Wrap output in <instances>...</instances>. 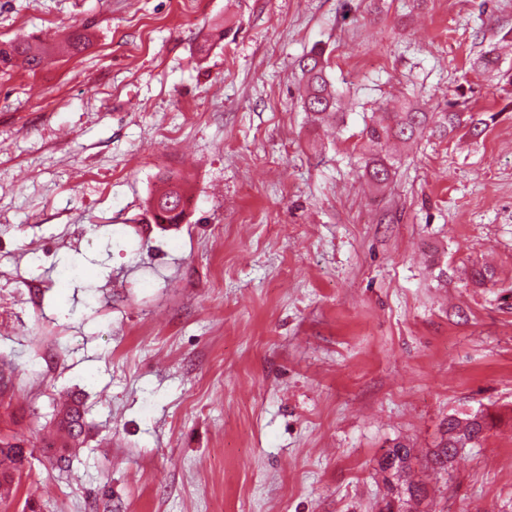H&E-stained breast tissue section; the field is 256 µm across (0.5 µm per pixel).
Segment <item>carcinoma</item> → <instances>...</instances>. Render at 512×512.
<instances>
[{"label": "carcinoma", "mask_w": 512, "mask_h": 512, "mask_svg": "<svg viewBox=\"0 0 512 512\" xmlns=\"http://www.w3.org/2000/svg\"><path fill=\"white\" fill-rule=\"evenodd\" d=\"M322 55L323 52L313 49L300 61L305 78L303 106L305 111L312 113L318 121L327 119L338 109V98L327 78ZM16 57L23 58L32 68L41 66L49 59L48 53L40 45L29 40L14 42L7 49L0 48V65L7 66ZM462 97L464 94L459 93L448 100L445 108L438 113V119L432 123L429 122L428 113L414 103L404 101L396 110L383 113L378 120L365 126L363 135L371 151L366 168L376 187L386 186L391 178L393 164L382 155L383 148L388 142L395 140L408 144L425 132L431 137L441 139L462 128L468 129V132L475 137L484 133L489 122L495 120V115L491 114L483 118L462 111L459 102ZM160 182L168 187V191L161 196V199L177 201L184 197V184L179 175L166 174L160 178ZM466 420L463 433L455 435L453 431L459 426L457 417L448 416L443 425L441 441L437 448L426 456L425 466L438 472L445 471L448 469V463L460 449L473 447L484 438L489 426L488 416L482 411H477L468 415ZM62 426L69 437L73 439L79 437L83 427L79 409L65 410ZM25 461H27L25 441L17 438H0V486L11 482L14 474L21 471ZM417 462L419 457L416 450L398 442L383 454L378 461V470L399 479ZM387 496L393 497L399 503L403 502L405 496L421 502L426 499L427 490L425 486L418 483L405 482L401 485L391 483Z\"/></svg>", "instance_id": "obj_1"}]
</instances>
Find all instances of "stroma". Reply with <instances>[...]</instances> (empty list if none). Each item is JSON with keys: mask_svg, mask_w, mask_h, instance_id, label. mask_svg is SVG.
<instances>
[{"mask_svg": "<svg viewBox=\"0 0 512 512\" xmlns=\"http://www.w3.org/2000/svg\"><path fill=\"white\" fill-rule=\"evenodd\" d=\"M27 35L50 61L0 70V436L32 453L0 512H379L378 457L479 410L404 510L512 512V0H0V43ZM458 88L495 123L389 149L375 190L366 122ZM169 171L187 215L157 224ZM322 55L323 51L313 49L300 61L305 78L303 106L318 121H324L338 109V98L327 78ZM458 417L448 416L444 422L441 441L425 459V466L441 472L448 469V463L457 455L461 448L474 447L483 438L488 429V416L483 411L468 415V421L462 434L454 435L453 431L459 426Z\"/></svg>", "mask_w": 512, "mask_h": 512, "instance_id": "35a3bbf8", "label": "stroma"}]
</instances>
